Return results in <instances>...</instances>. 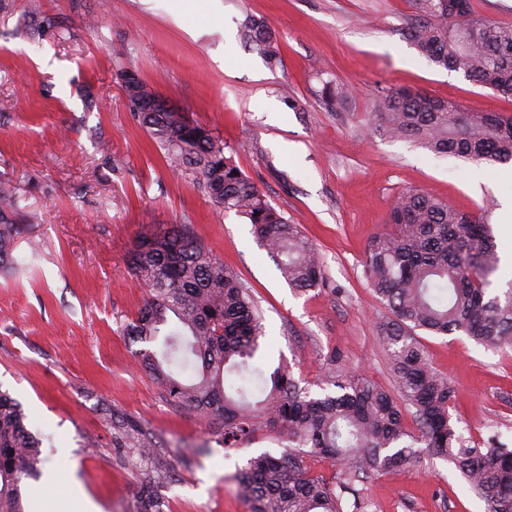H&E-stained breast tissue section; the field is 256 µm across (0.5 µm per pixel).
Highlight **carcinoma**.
Segmentation results:
<instances>
[{"label": "carcinoma", "instance_id": "1", "mask_svg": "<svg viewBox=\"0 0 512 512\" xmlns=\"http://www.w3.org/2000/svg\"><path fill=\"white\" fill-rule=\"evenodd\" d=\"M418 19L406 38L437 66L461 70L472 82L512 98V25L477 13L471 0L457 11L448 0H414ZM244 38L270 60L279 45L262 22L249 21ZM133 115L166 151L169 167L197 184L215 206L251 225L288 284L299 290L323 283L313 243L290 224L232 157L224 141L206 126L160 112L155 91L130 69L121 71ZM329 103L342 108L344 85L324 87ZM379 107L387 132L413 138L432 152L467 161L512 162V116L466 109L448 98L405 88L382 92ZM21 197L0 180V272L16 265L14 245L30 225L23 223ZM500 258L492 225L463 213L419 189L402 192L388 225L369 240L363 271L391 317L380 339L389 352L398 396L363 375H340L334 392L312 395L279 364L264 385L254 367L265 337L262 317L237 274L225 267L190 224L152 229L127 252L132 279L145 289L143 306L127 328L140 342L161 341L162 352L141 349L142 364L164 387L170 401L217 421L224 447L254 439L269 428L288 434L279 455L250 457L235 481L249 512H365L354 482L370 473L405 469L414 445L453 464L483 499L488 512H512V448L493 434L484 442L464 440L452 421L450 381L430 364L416 331L512 347V288L492 287ZM198 362L186 379L172 368L181 351ZM412 407L414 429L403 424ZM20 404L0 392V512H23L22 484L37 475L42 441L27 428ZM117 444L138 448L158 460L155 437L137 422L118 424ZM337 469L329 482L311 473L306 458ZM155 470L139 474L134 512H164Z\"/></svg>", "mask_w": 512, "mask_h": 512}]
</instances>
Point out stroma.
Segmentation results:
<instances>
[{"instance_id":"obj_1","label":"stroma","mask_w":512,"mask_h":512,"mask_svg":"<svg viewBox=\"0 0 512 512\" xmlns=\"http://www.w3.org/2000/svg\"><path fill=\"white\" fill-rule=\"evenodd\" d=\"M266 22L280 41L269 62L240 34ZM412 0H0V179L36 216L0 273V389L43 441L45 474L64 470L101 512H133L132 448L112 445L101 408L138 421L166 445L157 493L166 512H249L232 477L251 456L280 454L281 431L225 447L212 418L167 400L124 328L144 290L124 259L151 226L190 224L259 306L260 366L285 363L319 393L360 373L395 392L379 326L389 312L363 276L369 238L394 200L418 188L483 215L512 282V197L504 165L442 156L385 130L381 90L408 88L468 108L512 115V99L463 71L437 67L405 37ZM224 140L225 151L323 261L324 282L289 287L245 219L215 207L170 170L134 118L123 68ZM349 84L343 108L325 83ZM419 339L452 383L450 413L473 441L500 433L512 447V349L462 333ZM367 512H485L446 460L428 449L405 471L355 482Z\"/></svg>"}]
</instances>
